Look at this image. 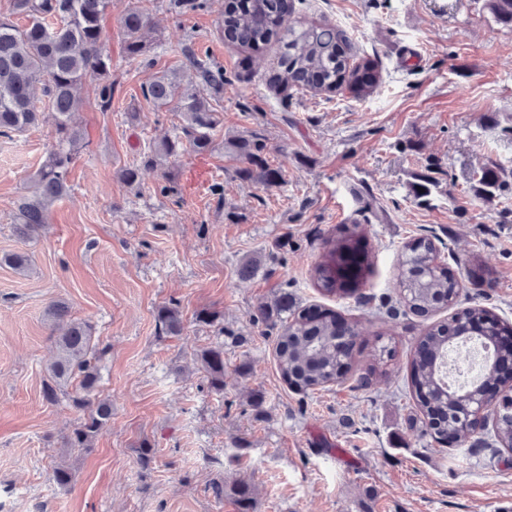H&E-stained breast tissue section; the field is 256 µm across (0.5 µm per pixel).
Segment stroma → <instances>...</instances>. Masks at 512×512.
I'll use <instances>...</instances> for the list:
<instances>
[{"label": "stroma", "instance_id": "1", "mask_svg": "<svg viewBox=\"0 0 512 512\" xmlns=\"http://www.w3.org/2000/svg\"><path fill=\"white\" fill-rule=\"evenodd\" d=\"M132 3L109 0L112 105L101 108L97 79L83 81L70 191L29 242L16 237L14 214L57 133L41 123L0 137V255L32 257L26 275L0 265V512H241L243 484L251 512H512V452L487 431L480 444L448 448L413 422L409 364L429 321L397 287L403 243L432 238L467 283L459 307L485 306L512 327V189L488 203L470 183L496 166L512 185V29L485 0H295V17L347 32L380 88L366 98L278 93L277 45L225 42L224 0L183 15L147 0L152 42L135 60L119 25ZM188 49L224 68L216 147L142 167L144 150L181 123L142 87L182 69ZM251 133L278 185L236 178L240 163L222 143ZM133 165L131 185L122 172ZM355 229L372 256L368 282L352 296L323 295L313 270L325 243ZM284 291L357 325L345 379L308 393L282 381L278 330L260 308ZM55 299L105 349L98 390L112 418L86 453L63 443L79 416L72 388L52 404L43 396ZM169 303L181 313L178 336L157 330L156 310ZM388 344L394 357L377 363ZM217 346L220 394L198 359ZM61 462L75 474L67 487L52 479Z\"/></svg>", "mask_w": 512, "mask_h": 512}]
</instances>
